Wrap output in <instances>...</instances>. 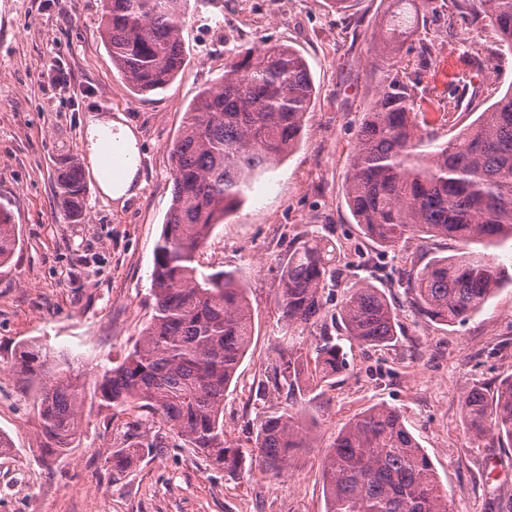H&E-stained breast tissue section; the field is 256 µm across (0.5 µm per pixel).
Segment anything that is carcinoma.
<instances>
[{
    "instance_id": "carcinoma-1",
    "label": "carcinoma",
    "mask_w": 512,
    "mask_h": 512,
    "mask_svg": "<svg viewBox=\"0 0 512 512\" xmlns=\"http://www.w3.org/2000/svg\"><path fill=\"white\" fill-rule=\"evenodd\" d=\"M189 0H103L101 36L131 90L144 95L166 87L182 71V28ZM450 8L485 20L512 54V0H450ZM418 28L400 12L371 33L374 60L393 73L363 113L345 179V201L364 235L381 247L409 233L461 245L407 274L415 310L453 326L484 307L507 280L508 270L469 248L512 238V87L505 93L482 84L474 96L491 104L462 129L458 101L438 104L440 125L455 131L436 143L434 127L417 112L405 78L404 44ZM315 96L305 59L283 44L242 46L221 81L202 89L185 112L169 148L172 203L156 244L151 273L150 321L123 360L104 367L86 394L70 364L39 344L23 346L12 369L36 405L45 450L58 453L77 438L86 398L123 415L126 439L112 447L104 467L116 479L162 445L152 434L168 427L214 465H242L240 449L224 434V394L252 340L253 313L246 288L231 272L211 271L198 257L213 228L241 203L252 180L271 161L298 145ZM430 146L425 152L422 147ZM68 224L85 223L79 166L57 176ZM18 242L10 214L0 209V268ZM342 277L336 246L312 235L289 247L280 263L278 310L290 325L317 322L326 292ZM337 318L363 346L394 340L396 313L371 283L348 289ZM345 367L344 353L328 335L311 352L294 344L275 348L257 395L313 392ZM462 426L512 447V378L492 391L474 385L461 397ZM306 433L296 414L283 409L265 418L254 447L267 470L281 473ZM326 512H448L433 464L406 427L399 410L374 405L348 421L322 465Z\"/></svg>"
}]
</instances>
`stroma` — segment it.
Wrapping results in <instances>:
<instances>
[{"label": "stroma", "instance_id": "1", "mask_svg": "<svg viewBox=\"0 0 512 512\" xmlns=\"http://www.w3.org/2000/svg\"><path fill=\"white\" fill-rule=\"evenodd\" d=\"M416 23L432 53L411 67L422 112L433 114L448 91L442 69L480 68L484 81L512 87V55H500L494 31L442 8ZM394 0H190L182 31L187 62L166 88L138 95L112 65L100 36L101 0H0V206L17 226L18 247L0 268V512H326L321 465L341 427L363 410L397 408L431 459L449 512H512V448L464 431L460 399L469 387H496L512 376V285L500 288L465 322L444 326L418 315L401 276L433 257L455 254L454 241L409 237L381 248L365 238L344 200V182L365 110L382 80L372 69L368 35ZM487 50L474 63L468 48ZM264 41L298 50L316 95L297 149L247 191L216 225L201 257L235 272L246 288L255 333L237 379L224 396V433L244 454L243 469L213 465L166 433L164 448L112 480L104 460L121 429L110 411L86 404L78 442L43 451L37 409L9 365L19 346L42 344L74 359L88 375L121 361L147 323L150 274L171 205L168 148L198 91L217 83L238 46ZM131 126L138 154V194L120 203L103 194L87 148L90 118L104 107ZM79 165L86 220L67 224L56 188L61 167ZM318 233L342 253L357 250L344 286L370 282L394 306L395 340L385 347L348 345L332 323L286 325L277 306L279 263L289 246ZM328 330L347 367L294 407L309 430L284 475L264 471L254 446L262 419L282 397L256 389L273 348L293 337L313 349Z\"/></svg>", "mask_w": 512, "mask_h": 512}]
</instances>
